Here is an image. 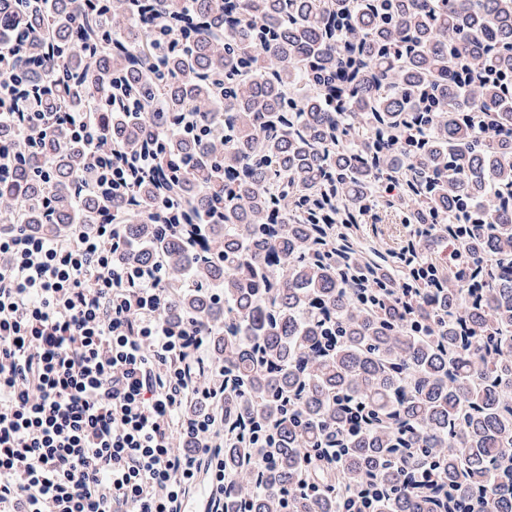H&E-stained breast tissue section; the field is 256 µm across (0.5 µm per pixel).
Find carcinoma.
Here are the masks:
<instances>
[{"mask_svg": "<svg viewBox=\"0 0 512 512\" xmlns=\"http://www.w3.org/2000/svg\"><path fill=\"white\" fill-rule=\"evenodd\" d=\"M86 2L0 0V40L23 96L159 159L105 203L224 354V512H339L365 479L379 512H512V0ZM92 178L55 127L0 205L57 238L102 217ZM380 208L409 258L361 246Z\"/></svg>", "mask_w": 512, "mask_h": 512, "instance_id": "cac0c4a2", "label": "carcinoma"}]
</instances>
